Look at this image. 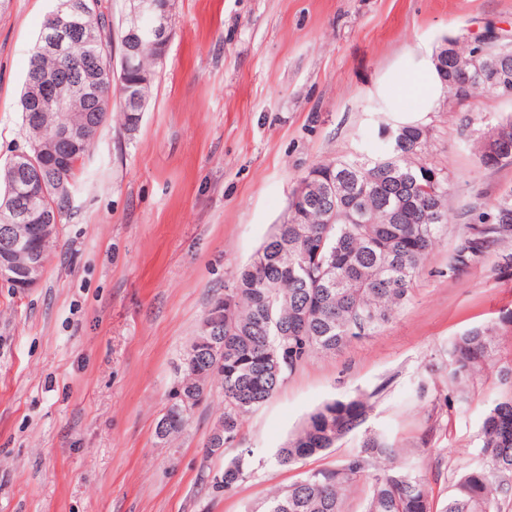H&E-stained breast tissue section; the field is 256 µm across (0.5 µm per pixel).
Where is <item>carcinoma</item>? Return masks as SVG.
<instances>
[{
	"label": "carcinoma",
	"mask_w": 512,
	"mask_h": 512,
	"mask_svg": "<svg viewBox=\"0 0 512 512\" xmlns=\"http://www.w3.org/2000/svg\"><path fill=\"white\" fill-rule=\"evenodd\" d=\"M84 28L95 38L75 43L65 52L42 49L35 43L28 69L64 73L75 70L82 57L97 61L98 97L93 103L73 92L63 109L40 105L32 112V97L19 99L24 150L37 159L39 150L62 122L101 125L119 96L121 110L149 103L152 83L131 89L115 78L113 49L124 52V31L112 41V19L100 0H84ZM448 57L436 52L441 79L447 87L444 104L467 113L471 149L480 165L498 169L512 165V115L484 132L471 128L468 115L485 92L486 56L499 66L512 85V46L488 53L476 36L446 37ZM139 71L151 76L161 65L151 42L138 49ZM390 133L382 155L360 154L325 161L311 168L300 182L330 191L329 208L311 205L292 195L287 219L237 275L224 297L214 301L198 337L186 353L183 376L171 390L156 435L167 440L185 427L207 395V383L220 380L224 414L204 445L214 455L238 441L241 417L268 402L287 375L315 354L334 355L352 339L373 335L411 297L413 281L441 241L453 214L448 174L427 160L430 129L419 124L383 126ZM90 146L74 149L47 179L48 200L64 216L76 172ZM0 215L13 203L11 162L0 169ZM512 246V192L501 195L490 210L473 213L462 229L460 244L448 269L479 256L487 241ZM512 313L472 327L448 344V400L464 404L482 380L489 362L500 363L499 392L487 407L481 429L482 462L456 477L451 493L436 506L429 482L420 471L399 464L401 450L383 435L365 429L358 448L333 468L317 469L274 494L264 512H348L347 499L366 473L371 485L363 512H503L512 506ZM378 391L349 399L327 401L308 415L278 449L281 466L337 447L366 424ZM245 457L229 461L215 477L218 488L232 489L243 477Z\"/></svg>",
	"instance_id": "obj_1"
}]
</instances>
